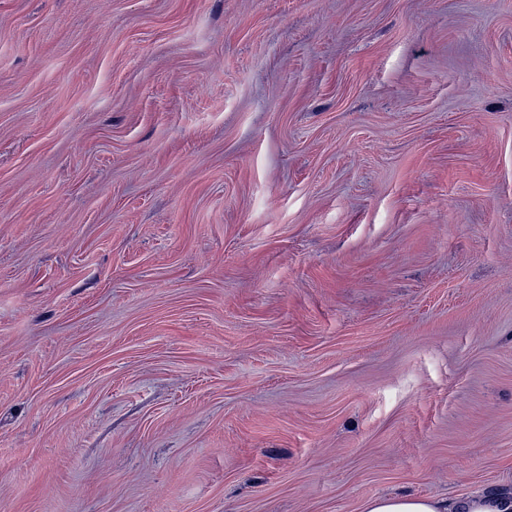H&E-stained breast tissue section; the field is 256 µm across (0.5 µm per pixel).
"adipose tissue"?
<instances>
[{"label": "adipose tissue", "mask_w": 512, "mask_h": 512, "mask_svg": "<svg viewBox=\"0 0 512 512\" xmlns=\"http://www.w3.org/2000/svg\"><path fill=\"white\" fill-rule=\"evenodd\" d=\"M363 512H512V500L485 492L455 501L394 494L367 500Z\"/></svg>", "instance_id": "ef3b65f1"}]
</instances>
